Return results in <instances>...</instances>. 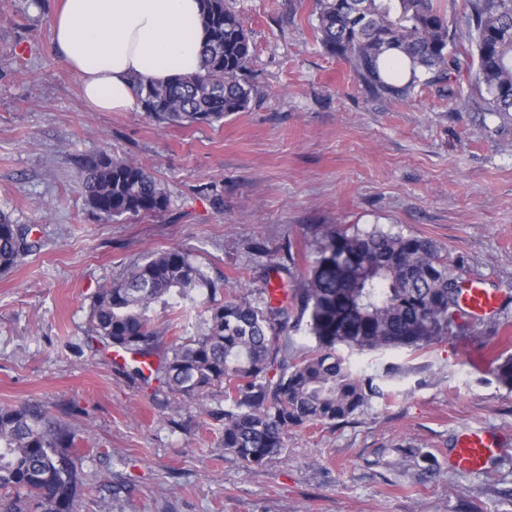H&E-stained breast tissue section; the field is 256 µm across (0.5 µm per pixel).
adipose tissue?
I'll use <instances>...</instances> for the list:
<instances>
[{"instance_id":"1","label":"adipose tissue","mask_w":512,"mask_h":512,"mask_svg":"<svg viewBox=\"0 0 512 512\" xmlns=\"http://www.w3.org/2000/svg\"><path fill=\"white\" fill-rule=\"evenodd\" d=\"M201 8V0H65L53 35L91 107L137 112L134 80L163 83L198 68Z\"/></svg>"}]
</instances>
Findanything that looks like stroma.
<instances>
[{"label": "stroma", "mask_w": 512, "mask_h": 512, "mask_svg": "<svg viewBox=\"0 0 512 512\" xmlns=\"http://www.w3.org/2000/svg\"><path fill=\"white\" fill-rule=\"evenodd\" d=\"M62 3L0 0V212L41 244L0 271V406L36 401L78 429L89 487L77 512H512V390L471 365L512 354V120L433 87L368 95L314 38L315 0H228L254 42L246 111L191 127L98 112L54 41ZM103 153L150 171L167 210L93 212L79 172ZM336 224L433 240L501 307L419 353L354 355L364 373L393 369L390 398L290 429L261 467L225 452L221 423L194 403L171 405L111 348L84 344L97 290L148 253L187 251L218 286L191 308L153 305L169 341L203 329L209 295L260 304L268 285L300 287ZM466 430L503 442L488 469H449Z\"/></svg>", "instance_id": "1"}]
</instances>
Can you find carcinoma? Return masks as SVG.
<instances>
[{"instance_id":"cac0c4a2","label":"carcinoma","mask_w":512,"mask_h":512,"mask_svg":"<svg viewBox=\"0 0 512 512\" xmlns=\"http://www.w3.org/2000/svg\"><path fill=\"white\" fill-rule=\"evenodd\" d=\"M207 33L197 71L165 84L136 81L144 111L162 125L211 124L249 108L251 37L227 0H202ZM314 30L330 55L345 60L372 97L405 100L417 85L466 99L505 120L512 114V0H316ZM405 59L412 76L396 86L380 75L381 57ZM475 76L476 93L464 91ZM88 206L107 219L157 214L169 206L161 183L142 165L101 154L81 169ZM30 228L0 214V270L39 248ZM210 289L204 331L163 346L153 304L195 302ZM457 267L432 240L326 227L303 287L274 306L218 300L216 287L182 250L153 252L93 298L84 344L132 355L131 375L162 383L173 399L205 409L224 389L222 446L246 468L284 445L288 428L334 425L387 393L383 377L355 370L341 353L405 349L414 353L451 334L473 333L459 304ZM308 317L317 347L299 358L288 329ZM492 373L512 388V355ZM78 430L34 401L0 408V512H73L87 487Z\"/></svg>"}]
</instances>
